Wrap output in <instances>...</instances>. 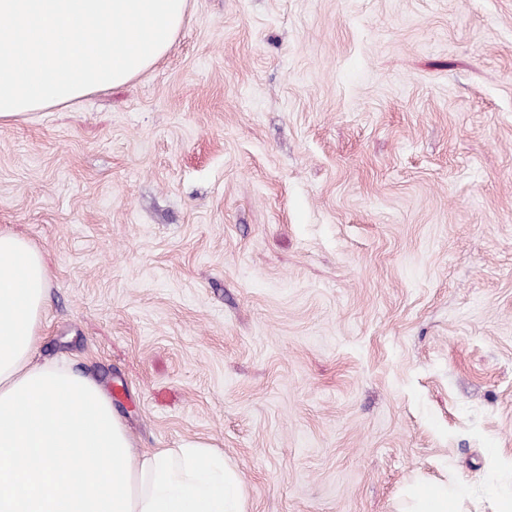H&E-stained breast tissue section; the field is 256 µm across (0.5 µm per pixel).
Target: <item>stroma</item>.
<instances>
[{"label": "stroma", "mask_w": 512, "mask_h": 512, "mask_svg": "<svg viewBox=\"0 0 512 512\" xmlns=\"http://www.w3.org/2000/svg\"><path fill=\"white\" fill-rule=\"evenodd\" d=\"M40 356L249 512L512 493V0H189L129 83L0 124ZM407 512H455L454 496L448 492V485L423 487L418 484L407 490Z\"/></svg>", "instance_id": "obj_1"}]
</instances>
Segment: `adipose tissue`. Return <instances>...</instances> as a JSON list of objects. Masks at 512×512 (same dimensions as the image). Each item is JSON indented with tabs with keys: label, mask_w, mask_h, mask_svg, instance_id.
Here are the masks:
<instances>
[{
	"label": "adipose tissue",
	"mask_w": 512,
	"mask_h": 512,
	"mask_svg": "<svg viewBox=\"0 0 512 512\" xmlns=\"http://www.w3.org/2000/svg\"><path fill=\"white\" fill-rule=\"evenodd\" d=\"M46 283L43 255L0 231V512H248L211 443L138 451L95 376L39 359Z\"/></svg>",
	"instance_id": "1"
}]
</instances>
